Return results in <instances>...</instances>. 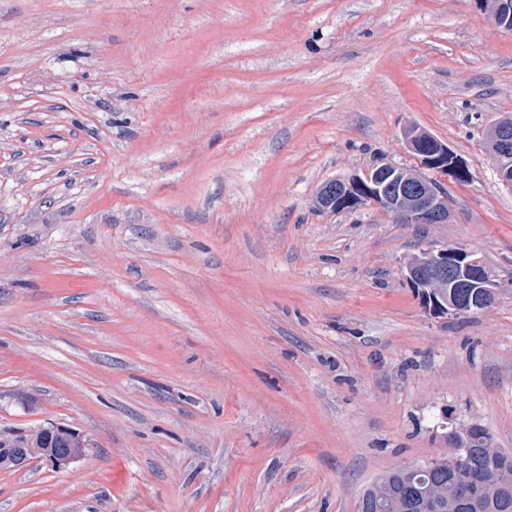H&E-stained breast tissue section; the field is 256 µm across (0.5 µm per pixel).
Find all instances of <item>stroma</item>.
<instances>
[{
	"label": "stroma",
	"instance_id": "1",
	"mask_svg": "<svg viewBox=\"0 0 512 512\" xmlns=\"http://www.w3.org/2000/svg\"><path fill=\"white\" fill-rule=\"evenodd\" d=\"M512 30L473 0H0V433L88 439L0 470V512H358L444 446L512 452ZM445 142L444 224L319 188ZM509 290L426 310L407 260ZM486 149L496 164L504 188L512 189V118L497 122L486 136ZM511 170V177H510ZM406 277L426 300L428 294L433 305L435 298L448 296L446 314L464 315L479 310H488L499 304L503 287L486 266L478 250L448 246L438 250L424 251L413 255L405 265ZM453 288H464L454 297ZM38 429L49 435V437H64L49 439L43 433L36 430L27 429L24 431L14 432L9 436H0V457L7 459L13 466L0 462V469L21 468L31 462H39L49 466L54 471H65L69 469L71 464L85 457V448L88 447L87 440H83L84 436L77 430L56 423H47L38 426ZM23 433V434H19ZM75 437L83 440V447L80 448V441ZM11 444H17L20 448H7ZM27 448V450L25 449ZM67 450L69 451H59ZM39 455H35V453ZM32 454V457L29 455Z\"/></svg>",
	"mask_w": 512,
	"mask_h": 512
}]
</instances>
